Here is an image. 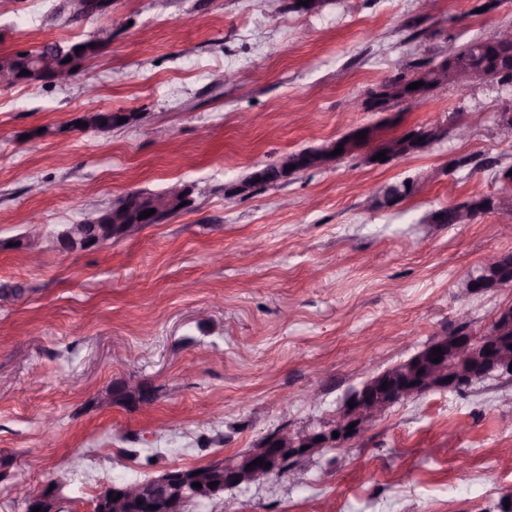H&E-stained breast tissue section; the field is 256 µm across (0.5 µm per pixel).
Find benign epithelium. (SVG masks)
I'll list each match as a JSON object with an SVG mask.
<instances>
[{"instance_id":"obj_1","label":"benign epithelium","mask_w":512,"mask_h":512,"mask_svg":"<svg viewBox=\"0 0 512 512\" xmlns=\"http://www.w3.org/2000/svg\"><path fill=\"white\" fill-rule=\"evenodd\" d=\"M425 76V81L437 79L442 84L470 87L482 83L512 84V68L495 70L473 67L459 61L453 55L421 68L416 76ZM400 95L399 86L390 85L378 89L372 95H363L354 101L355 107L365 110L377 107L380 100H393ZM497 130L500 137L512 139V109L503 108L497 114ZM459 137L466 135V127L457 122L435 123L416 131L426 146L448 138V132ZM336 149V142L331 141L319 147L311 148L315 156V169L326 168L336 163L331 153ZM380 153L378 142L371 141L363 146L358 155L369 165L381 166L399 161L403 158L402 149L396 147L386 152L384 161L374 159ZM257 170L237 182L226 185L228 197L244 196L257 188L255 175ZM193 204L191 195L177 185L161 201L151 200L148 207L158 214L175 209L184 211ZM141 210L130 209L119 219L101 223L108 229L105 237L92 239L87 234L88 225L84 223L67 224L58 233L57 240L65 251L91 250L107 242L128 239L150 226V222L140 217ZM491 287L482 285V280L470 275L463 281L462 294L465 296L484 294ZM496 327L490 328L479 336L465 330L438 336L433 342L393 367L370 376L361 387L349 393L343 400L336 414L323 425L294 433L279 429L264 439L260 448H248L232 460L218 458L210 463V472L206 475L192 476L186 471L165 469L160 474L144 481L132 483L126 487V499H146L152 504L147 512H185V505L191 501H212L224 496V490L242 485L261 486L274 478H281L291 472L295 464L309 458L320 449L328 446L342 448L345 444L361 436L367 426L381 417L387 410L410 398L430 392H458L470 388L473 384L489 378L512 380V353L506 336L512 333V307L498 311L494 318ZM442 349L439 361H434L432 349ZM339 436L334 438L332 433ZM261 458L264 464L255 465L253 461ZM270 467H265V464ZM219 482L211 488L209 484ZM198 482L200 486L192 487ZM114 490L110 483L103 485L91 503L90 512H122L125 499L109 500Z\"/></svg>"}]
</instances>
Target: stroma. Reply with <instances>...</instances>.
I'll return each mask as SVG.
<instances>
[{"label": "stroma", "instance_id": "stroma-1", "mask_svg": "<svg viewBox=\"0 0 512 512\" xmlns=\"http://www.w3.org/2000/svg\"><path fill=\"white\" fill-rule=\"evenodd\" d=\"M112 0L67 21L71 0H0V53L108 33L64 86L0 88V512L65 478L63 512H88L117 477L144 480L329 420L371 375L437 336L485 329L512 286L461 297L512 224L427 216L501 193L512 142L495 117L512 85L443 86L399 106L395 133L455 116L468 138L385 166L347 158L252 193L224 186L283 153L382 123L352 99L512 25V0ZM235 82H222L224 73ZM135 124L78 131L87 112ZM471 157L478 168L449 170ZM409 180L391 208L374 196ZM195 188L192 210L139 236L67 253L74 224L132 189ZM35 254L15 248L32 214ZM148 406L103 409L121 383ZM512 493V382L392 407L344 448L285 478L225 492L224 512H496Z\"/></svg>", "mask_w": 512, "mask_h": 512}]
</instances>
